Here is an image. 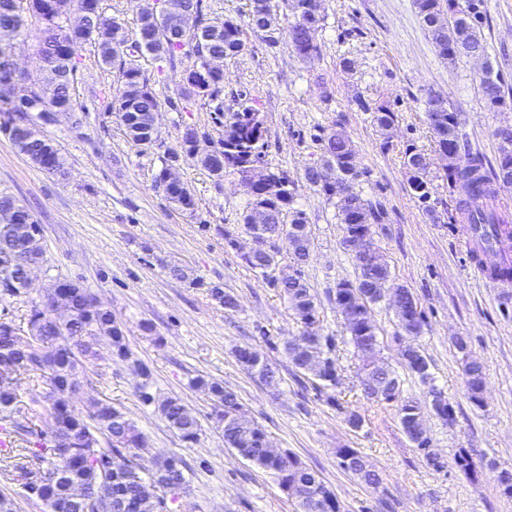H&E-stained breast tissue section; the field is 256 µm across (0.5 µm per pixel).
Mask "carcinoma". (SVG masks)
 <instances>
[{
    "mask_svg": "<svg viewBox=\"0 0 512 512\" xmlns=\"http://www.w3.org/2000/svg\"><path fill=\"white\" fill-rule=\"evenodd\" d=\"M38 5V16L44 22L38 52L41 56L54 55L58 65L43 66V77L34 83L40 90L54 94L52 100H41L38 111L47 112L64 106V111H77L73 96L75 76L81 63L83 45H94L99 63L105 68H116L121 78L118 93L112 99V112L124 127L126 135H136L143 143L157 138L153 127V113L159 111L160 102L135 56L134 43L130 42L122 26L104 16L100 0H71L76 11L86 15L93 29L91 36L79 43L72 40L63 21L41 5L48 0H31ZM164 15L140 16L139 34L148 36L143 52L164 61L175 69L184 56H219L233 58L246 49L243 27L263 33L264 40L273 45L278 42L279 20L288 22V40L294 52L302 59L319 53L316 33L324 21L323 0H249L246 25L232 19H211L203 13V0H165ZM417 13L438 56L453 64L462 57L474 54L487 55L481 34L485 15L481 10L483 0H414ZM183 23L188 30L199 31L200 40H179L171 34L165 21ZM478 86L485 107L495 110L506 105L505 91L498 76L493 74L490 63H485L478 75ZM224 88V73L202 72L193 82L181 86L183 99L220 98ZM253 108L231 112L224 116V138L214 145V152L223 156V164L214 163L211 154H199L187 145V136H181V152L173 151L163 162L154 177L155 187L181 210L194 211V195L185 182L164 184L165 172L179 154L193 159L216 179L224 177L231 169L239 175L247 173L252 164L262 159L264 135L256 134L252 125ZM425 117L433 131L437 146L462 153L463 161L457 167L443 170L450 201L464 214L463 231L475 244L474 256L483 252L485 243L502 233H512L508 209L502 207L499 190L506 187L500 173L512 174V139L499 142L495 163L485 165L483 159L462 150L458 113L442 94L428 91L425 96ZM0 113L12 115L25 125V155L45 171L54 175L65 172V160L60 150H49L50 140L37 130L30 112L0 103ZM395 121L394 113L385 107L375 110L374 122L381 132L388 131ZM321 154L307 172L308 183L319 193L335 200L337 218L344 225L345 234H373L372 226L380 223L382 212L373 207L355 190V184L365 172L354 164L356 150L352 140L336 130L320 139ZM406 167L410 172L408 185L413 194L431 214L436 212L430 204L431 171L425 154L409 148L405 152ZM248 209L261 206L271 214L264 231L271 237L288 239L293 264L274 277L278 250L265 255L244 259L253 270L260 271L271 286L280 289L301 323L303 333L313 331L318 322L315 297L303 279L301 268L310 255L311 238L306 214L295 207L292 192L278 196L263 193L259 185L247 191ZM43 257L41 226L37 222L13 224L5 229L0 226V302L8 303L26 289L25 269L21 255ZM359 270L356 282L343 281L336 285V296L344 302L336 303L344 320L350 341L361 356L374 355L363 364L361 384L367 397L399 403L401 425L416 448L424 453L434 469L443 468L440 456L430 448V439L423 424V407L415 401L400 400L398 376L376 358L373 348L378 346L372 306L382 302L385 292L394 288L403 297L413 301L410 290L393 282L388 264L380 251H375L372 261L364 263L355 258ZM379 287H370L371 283ZM60 292L71 299V314L57 330L42 332L52 322L49 303ZM212 298L226 310L237 308L236 298L218 286L210 289ZM90 293L79 284L66 287V281L57 280L46 289L45 299L30 311L28 324L35 334L22 342L16 339L15 329L0 323V361L13 364L11 372L0 382V430L9 435L28 436V447L17 455L14 470L23 481V488L30 498H37L47 505L49 512H82L76 493L87 491L112 504V512H166L167 500H176L182 494L180 486L185 481L182 461L175 457L157 459L150 478H143L133 450L140 447L143 436L127 415L111 404L92 398L86 411L77 413L71 401L75 389L89 383V366L98 358V347L107 343L117 356L128 357L122 329L112 319V313L98 306H87ZM334 342L330 336L316 335L308 344L295 339L283 342L288 360L299 372H308L325 387L337 384L336 367L329 357ZM400 355L407 368L421 381L429 379L428 363L419 347L409 343L401 348ZM235 356L241 366L266 384L274 383V372L262 354L253 348H239ZM466 385L472 402L482 405L484 367L478 360L465 357ZM38 376L48 386L49 417L62 424L63 437L70 452L65 457L56 455V439L43 430H35L15 419L17 403L16 373ZM197 386L210 398L213 416L222 432L224 446L234 449L242 458L262 468L276 472L283 488L289 486L307 489L310 497L302 504L303 512H341L335 499L311 497L315 488L324 485L321 476L304 466L290 453L275 452L270 448L265 431L246 418L237 394L219 382L204 378ZM147 403H157V411L186 441L197 438L199 424L180 400L164 398L155 400L147 391H141ZM340 466L362 478L370 485H379L380 477L369 469L361 453L355 448L340 449Z\"/></svg>",
    "mask_w": 512,
    "mask_h": 512,
    "instance_id": "cac0c4a2",
    "label": "carcinoma"
}]
</instances>
